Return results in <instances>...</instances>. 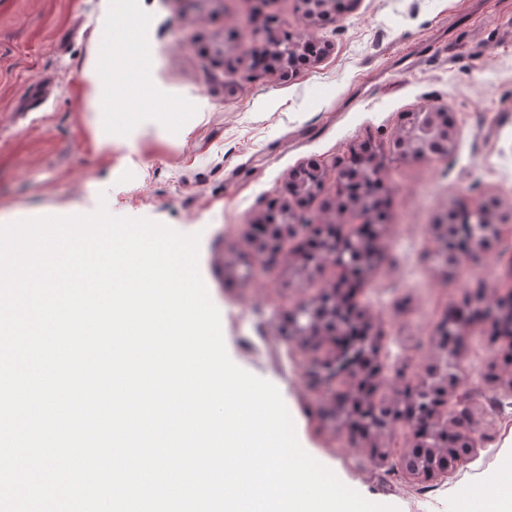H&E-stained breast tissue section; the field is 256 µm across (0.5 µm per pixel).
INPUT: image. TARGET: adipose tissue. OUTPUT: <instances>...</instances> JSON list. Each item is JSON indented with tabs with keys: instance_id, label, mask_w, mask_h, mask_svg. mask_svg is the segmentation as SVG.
<instances>
[{
	"instance_id": "adipose-tissue-1",
	"label": "adipose tissue",
	"mask_w": 512,
	"mask_h": 512,
	"mask_svg": "<svg viewBox=\"0 0 512 512\" xmlns=\"http://www.w3.org/2000/svg\"><path fill=\"white\" fill-rule=\"evenodd\" d=\"M134 0H107L101 14L98 39L112 42L111 53L94 47L82 76L91 108L89 123L99 144L128 142L144 121L177 135H187L192 129L191 105L159 104L155 112L144 114L127 111L123 105L105 110L109 93L120 90L125 96L147 97L151 94L148 72L143 64L153 52V30L137 19Z\"/></svg>"
}]
</instances>
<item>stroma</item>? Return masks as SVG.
<instances>
[{
    "instance_id": "obj_1",
    "label": "stroma",
    "mask_w": 512,
    "mask_h": 512,
    "mask_svg": "<svg viewBox=\"0 0 512 512\" xmlns=\"http://www.w3.org/2000/svg\"><path fill=\"white\" fill-rule=\"evenodd\" d=\"M333 22L310 24L298 0H265L254 21L242 0H141L154 31L152 86L197 104L191 132L148 125L132 146L100 149L86 120L81 79L106 0H0V220L90 214L147 218L196 233L199 271L220 311L232 361L274 384L297 417L307 453L365 499L399 512H458L461 486L485 489L512 459V352L490 325L474 328L462 366L474 408L490 411L488 438L448 478L410 479L381 465L329 417L340 375L315 384L327 353L287 340L288 313L336 275L264 267L246 246L270 203H293L289 172L316 161L332 169L360 142L390 143L402 113L428 101L448 109L457 132L445 160L386 166L391 195L385 260L359 309L383 333L384 376L413 378L431 364L430 337L449 303L488 284L505 287L512 238V0H337ZM328 44L290 77L254 70L268 34ZM248 50L236 69L225 48ZM479 196L493 202L487 250L441 266L433 225Z\"/></svg>"
}]
</instances>
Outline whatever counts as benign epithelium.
<instances>
[{"label": "benign epithelium", "instance_id": "obj_1", "mask_svg": "<svg viewBox=\"0 0 512 512\" xmlns=\"http://www.w3.org/2000/svg\"><path fill=\"white\" fill-rule=\"evenodd\" d=\"M303 4L311 23L333 19L335 0H303ZM270 43L273 48L263 58L264 68L278 66L288 75L296 63L306 60L300 51L308 43L300 39L273 38ZM455 147L456 132L448 123L447 108L428 103L401 115L388 160L443 159ZM384 165L381 152L371 148L354 150L336 164V186L343 192L357 187L347 206L362 223L353 225L348 234L327 231L314 250L286 255L269 244L271 238H307L321 227V219L304 224L290 209L281 211L279 221L265 225V233L251 235L249 241L265 265H277L288 256L301 272L328 263L340 270L336 281L316 300L288 315V338L331 345L335 355L320 364L323 374L319 378L340 373L350 377V389L337 394L332 407L338 428L359 434L376 450L382 464L417 479L446 478L486 439V433L475 423L469 403L471 381L461 364L466 337L476 325L489 321L496 326L498 338L512 349V303L482 297L465 310L449 304L431 338L440 361L418 381L402 371L391 379L378 377L381 334L370 333L350 311L362 292L366 273L382 259L380 229L372 217ZM288 179L296 195L311 197L323 190L326 170L317 162H309L291 170ZM491 229L484 204L465 207L458 217L435 224L437 260L446 266L460 252L486 249L487 231Z\"/></svg>", "mask_w": 512, "mask_h": 512}]
</instances>
